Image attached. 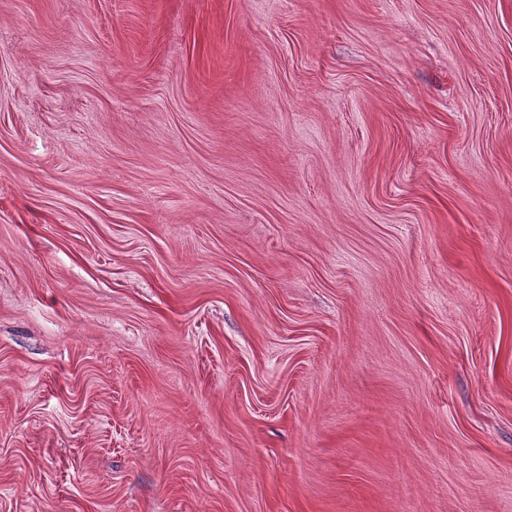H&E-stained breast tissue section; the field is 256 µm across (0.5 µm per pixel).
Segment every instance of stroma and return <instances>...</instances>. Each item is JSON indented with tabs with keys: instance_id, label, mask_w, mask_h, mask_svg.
Returning a JSON list of instances; mask_svg holds the SVG:
<instances>
[{
	"instance_id": "stroma-1",
	"label": "stroma",
	"mask_w": 512,
	"mask_h": 512,
	"mask_svg": "<svg viewBox=\"0 0 512 512\" xmlns=\"http://www.w3.org/2000/svg\"><path fill=\"white\" fill-rule=\"evenodd\" d=\"M0 512H512V0H0Z\"/></svg>"
}]
</instances>
